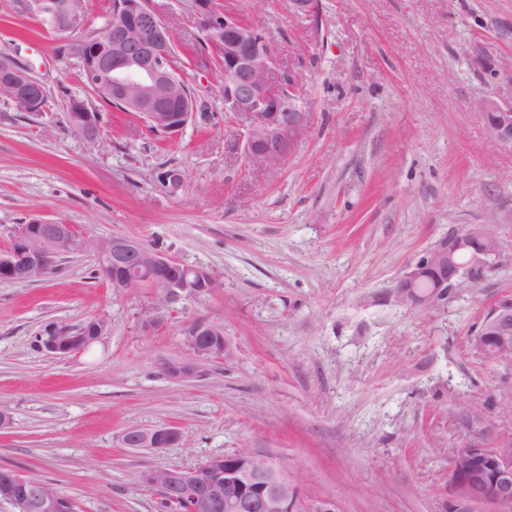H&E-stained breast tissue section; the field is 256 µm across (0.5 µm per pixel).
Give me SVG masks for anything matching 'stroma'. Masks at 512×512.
Wrapping results in <instances>:
<instances>
[{"mask_svg":"<svg viewBox=\"0 0 512 512\" xmlns=\"http://www.w3.org/2000/svg\"><path fill=\"white\" fill-rule=\"evenodd\" d=\"M220 2L274 40L271 77H290L310 114L279 163L244 157L246 121L225 113L222 67L197 59L178 0L152 5L208 122L168 140L104 106L92 148L62 107L35 119L0 104V250L49 220L138 239L219 283L159 313L153 289L113 287L90 250L47 280H0V468L50 483L76 512H159L142 472L252 451L288 470L299 512H449L451 449L512 445V361L471 341L512 295V157L473 108L512 104V0ZM21 3L0 0V53L52 95L83 94L60 48L104 31L111 0H86L63 35ZM491 217L493 274L423 306L396 300L423 251ZM101 312L109 330L91 352L41 349ZM199 318L223 324L234 357L173 381L160 364L190 359ZM169 426L181 439L167 448L122 443Z\"/></svg>","mask_w":512,"mask_h":512,"instance_id":"1","label":"stroma"}]
</instances>
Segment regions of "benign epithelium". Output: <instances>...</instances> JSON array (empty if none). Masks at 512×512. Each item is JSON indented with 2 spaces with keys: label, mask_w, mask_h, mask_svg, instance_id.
Instances as JSON below:
<instances>
[{
  "label": "benign epithelium",
  "mask_w": 512,
  "mask_h": 512,
  "mask_svg": "<svg viewBox=\"0 0 512 512\" xmlns=\"http://www.w3.org/2000/svg\"><path fill=\"white\" fill-rule=\"evenodd\" d=\"M183 9L198 22L202 40L218 50L224 68V111L244 117L248 124L244 153L271 162L286 157L294 141L306 132L309 114L290 80L271 79L278 48L259 27L224 12L218 0H181ZM77 12L54 13L57 33L73 31ZM168 24L152 7L151 0H113L112 24L107 31L89 34L71 49V58L83 73L85 87L98 95L106 91L126 112L138 114L145 124L173 138L190 123L202 118L195 95L189 93L184 71L177 69L170 53ZM0 102L17 112L44 117L51 114L53 97L31 71L9 57L0 58ZM486 131L500 150L512 155V104L490 98L476 103ZM69 126L87 144L100 142V114L92 100L77 95L66 98ZM493 222L474 226L453 238L437 241L409 266L395 283L394 295L416 306L436 296L446 297L456 280L471 270L497 265L503 246L490 229ZM15 246L0 255V273L21 283L40 281L56 271L60 257L95 252L100 271L116 288L150 287L160 305L183 297L208 293L218 287L208 271L146 247L136 239L114 235L92 240L69 224H22L13 236ZM477 250L466 265L457 256ZM86 331L55 329L43 340L54 356L86 351ZM512 339V298L497 301L487 311L473 337L475 348L488 360L501 361L499 351L487 349L486 336ZM192 358L165 363L163 372L172 380L194 377L201 364L231 358L220 323L201 318L186 336ZM180 439L172 428L150 431L129 429L123 444L130 448H165ZM450 478L459 493L454 512H469L473 502L494 505L497 512H512V450L471 445L451 451ZM142 480L161 496L188 501L191 512H295L296 486L288 470L274 460L252 452L224 456V479L197 469H153ZM20 490L0 489V499L14 512H66L65 499L45 490L34 479L23 480Z\"/></svg>",
  "instance_id": "benign-epithelium-1"
}]
</instances>
